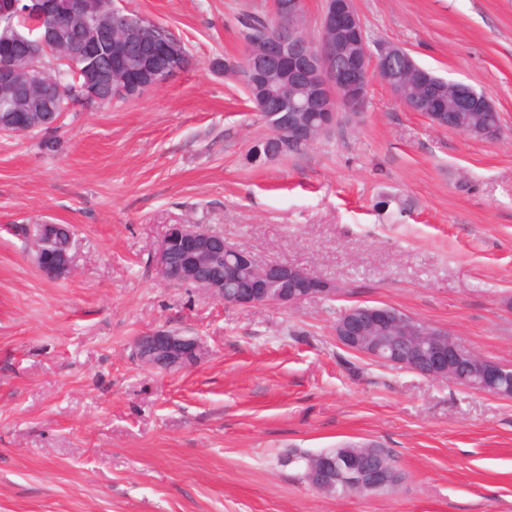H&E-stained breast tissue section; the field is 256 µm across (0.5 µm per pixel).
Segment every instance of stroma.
I'll return each mask as SVG.
<instances>
[{"instance_id": "35a3bbf8", "label": "stroma", "mask_w": 512, "mask_h": 512, "mask_svg": "<svg viewBox=\"0 0 512 512\" xmlns=\"http://www.w3.org/2000/svg\"><path fill=\"white\" fill-rule=\"evenodd\" d=\"M171 27L192 64L142 96L0 135V512H512V400L340 346L344 308L395 307L512 366V0H355L370 49L484 92L501 130L434 126L373 80L359 114L252 166L269 136L239 79L243 15L271 0H115ZM389 207L379 208L382 197ZM70 225L76 263L50 280L28 227ZM173 224L336 288L293 308L229 306L163 281ZM199 336L164 371L132 343ZM376 442L402 479L328 496L297 456ZM133 352L143 365L171 371L197 364L204 358L206 349L198 336L158 329L137 336Z\"/></svg>"}]
</instances>
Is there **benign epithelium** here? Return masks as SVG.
<instances>
[{
  "mask_svg": "<svg viewBox=\"0 0 512 512\" xmlns=\"http://www.w3.org/2000/svg\"><path fill=\"white\" fill-rule=\"evenodd\" d=\"M304 0H273V17L280 27L260 39L246 41L238 61L224 66V75L272 76L288 64L293 80L271 83L262 108L273 127L266 160L283 156L290 147H304L331 129L340 111L357 114L369 100L371 79L381 80L403 100V76L418 87L419 106L430 104L441 92L440 84L403 49L386 45L373 53L354 0H326L315 39L302 35ZM60 13L86 18L88 0H0V18L20 17L31 33L32 50L25 67L9 52L0 50V92L9 94L23 81L35 87L48 82L54 65L45 63L59 55L73 70V95L87 106L105 97L137 98L183 71L187 57L183 43L172 33L149 36L154 23L130 18L112 7L121 21L95 24L76 48L64 44L63 30L45 20ZM458 109L493 112L489 98L469 85L455 87ZM319 113V124L308 115ZM63 116L47 99L30 111H11L0 118V134L23 135L39 127H56ZM34 261L51 279L70 274L75 266L73 241L61 224H37L32 234ZM160 278L190 284L206 296L232 306L292 308L313 297H330L336 289L312 268L274 260H261L245 247L226 243L202 224H173L153 257ZM336 341L346 350L375 362L410 370L431 379L464 381L472 390L512 400V367L481 356L448 334L388 305H370L343 311L335 325ZM135 357L145 366L179 370L200 362L206 349L197 336L179 330L158 329L137 336ZM361 452L346 459L336 450L324 449L306 458L304 482L331 495L341 487L349 494L376 495L391 489L396 478L379 445L345 443Z\"/></svg>",
  "mask_w": 512,
  "mask_h": 512,
  "instance_id": "7a95c632",
  "label": "benign epithelium"
}]
</instances>
